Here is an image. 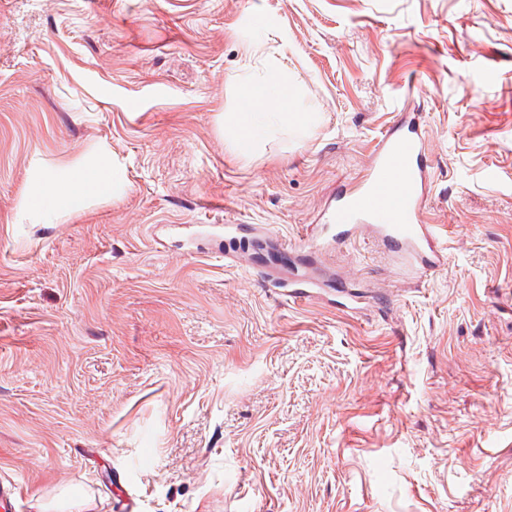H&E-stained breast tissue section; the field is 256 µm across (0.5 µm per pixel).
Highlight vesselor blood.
<instances>
[{"label": "vessel or blood", "instance_id": "1", "mask_svg": "<svg viewBox=\"0 0 512 512\" xmlns=\"http://www.w3.org/2000/svg\"><path fill=\"white\" fill-rule=\"evenodd\" d=\"M422 125V113L404 112L382 133L363 180L327 200L312 228V250L340 249L369 236L416 277L446 265L441 232L423 218L432 171Z\"/></svg>", "mask_w": 512, "mask_h": 512}]
</instances>
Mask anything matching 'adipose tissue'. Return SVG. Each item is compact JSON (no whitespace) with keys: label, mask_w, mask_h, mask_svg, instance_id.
I'll list each match as a JSON object with an SVG mask.
<instances>
[{"label":"adipose tissue","mask_w":512,"mask_h":512,"mask_svg":"<svg viewBox=\"0 0 512 512\" xmlns=\"http://www.w3.org/2000/svg\"><path fill=\"white\" fill-rule=\"evenodd\" d=\"M238 95L241 106L225 113L224 129L239 150H247L279 127L299 125L306 119L305 113L294 109L295 95L288 89L287 77L241 84ZM120 182L111 158L103 156L63 178L36 176L26 206L49 218L61 211L80 209L90 196L111 195Z\"/></svg>","instance_id":"ef3b65f1"}]
</instances>
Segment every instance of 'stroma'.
Here are the masks:
<instances>
[{"instance_id": "stroma-1", "label": "stroma", "mask_w": 512, "mask_h": 512, "mask_svg": "<svg viewBox=\"0 0 512 512\" xmlns=\"http://www.w3.org/2000/svg\"><path fill=\"white\" fill-rule=\"evenodd\" d=\"M275 71L310 119L240 155L223 116ZM412 109L447 265L360 241L312 257L349 291L265 283ZM101 154L112 196L21 211ZM229 223L267 229L230 264ZM1 483L0 512H512V0H0Z\"/></svg>"}]
</instances>
